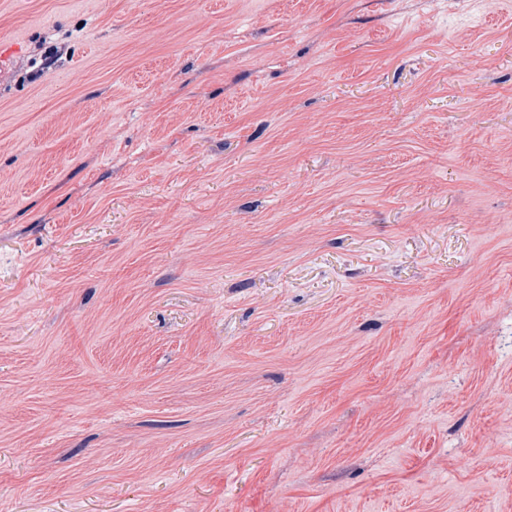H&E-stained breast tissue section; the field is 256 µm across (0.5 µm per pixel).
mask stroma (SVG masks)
Returning <instances> with one entry per match:
<instances>
[{"mask_svg":"<svg viewBox=\"0 0 512 512\" xmlns=\"http://www.w3.org/2000/svg\"><path fill=\"white\" fill-rule=\"evenodd\" d=\"M0 39V512H512V0Z\"/></svg>","mask_w":512,"mask_h":512,"instance_id":"stroma-1","label":"stroma"}]
</instances>
